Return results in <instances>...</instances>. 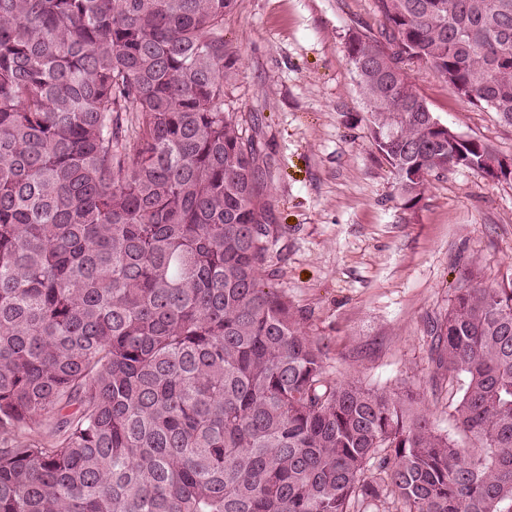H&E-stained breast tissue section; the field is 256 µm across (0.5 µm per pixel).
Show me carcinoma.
<instances>
[{
    "label": "carcinoma",
    "instance_id": "carcinoma-1",
    "mask_svg": "<svg viewBox=\"0 0 512 512\" xmlns=\"http://www.w3.org/2000/svg\"><path fill=\"white\" fill-rule=\"evenodd\" d=\"M233 3L0 0V512H512V278L435 337L465 444L332 380L262 279ZM375 4L346 52L412 207L453 154L407 69L512 125V0Z\"/></svg>",
    "mask_w": 512,
    "mask_h": 512
}]
</instances>
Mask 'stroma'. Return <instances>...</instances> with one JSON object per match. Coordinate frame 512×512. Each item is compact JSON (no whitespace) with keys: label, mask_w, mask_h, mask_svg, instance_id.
Instances as JSON below:
<instances>
[{"label":"stroma","mask_w":512,"mask_h":512,"mask_svg":"<svg viewBox=\"0 0 512 512\" xmlns=\"http://www.w3.org/2000/svg\"><path fill=\"white\" fill-rule=\"evenodd\" d=\"M364 28H380L374 0H235L224 109L260 145L271 284L322 345L330 377L411 395L456 440V389L436 366L432 329L465 273L492 287L512 278V181L458 167L405 206L345 50ZM409 75L442 123L512 157V126L427 66Z\"/></svg>","instance_id":"obj_1"}]
</instances>
